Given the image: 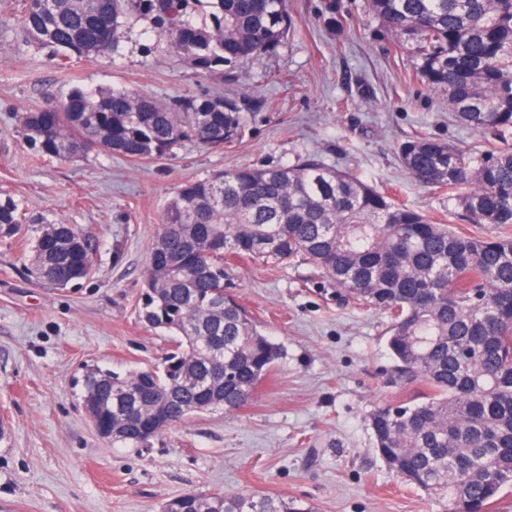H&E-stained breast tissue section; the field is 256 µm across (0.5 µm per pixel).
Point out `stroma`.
I'll return each mask as SVG.
<instances>
[{"label": "stroma", "mask_w": 512, "mask_h": 512, "mask_svg": "<svg viewBox=\"0 0 512 512\" xmlns=\"http://www.w3.org/2000/svg\"><path fill=\"white\" fill-rule=\"evenodd\" d=\"M328 1L290 0L287 43L225 83V96L251 99L242 139L133 165L105 154L36 157L18 117L77 85L169 96L205 91L208 80L162 51L57 69L46 52L15 41L17 0H0V197L23 202L30 218L19 234L0 233V512H161L184 492L246 490L302 499L314 512H435L374 449L371 412L416 402L420 391L390 380L387 313L340 303L299 260L228 270L230 293L286 350L243 410L197 415L147 448H115L81 395L89 366L148 369L172 346L139 321L137 302L164 206L187 181L315 155L464 229L446 194L410 181L397 147L421 130L465 147L478 134L410 79L411 51L390 42L365 0H332L336 37L319 20ZM40 216L80 225L89 279L56 289L33 277L22 247L39 236Z\"/></svg>", "instance_id": "35a3bbf8"}]
</instances>
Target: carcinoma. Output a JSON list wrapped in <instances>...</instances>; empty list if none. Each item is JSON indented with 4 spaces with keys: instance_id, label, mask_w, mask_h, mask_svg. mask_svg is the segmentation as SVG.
Wrapping results in <instances>:
<instances>
[{
    "instance_id": "obj_1",
    "label": "carcinoma",
    "mask_w": 512,
    "mask_h": 512,
    "mask_svg": "<svg viewBox=\"0 0 512 512\" xmlns=\"http://www.w3.org/2000/svg\"><path fill=\"white\" fill-rule=\"evenodd\" d=\"M413 77L438 92L453 120L482 135L460 147L420 131L398 159L418 186L448 192L461 220L512 225V0H366ZM288 0H21L19 30L59 66L108 57L134 42L160 44L213 85L165 98L129 88H73L19 116L41 156L93 151L131 162L159 160L187 144L219 150L243 136L245 100L224 78L288 41ZM24 209L0 200V230L16 232ZM32 273L67 288L92 270L87 237L48 222L32 243ZM274 266L300 258L344 301L386 311L392 380L418 382L423 401L370 415L375 450L438 512H487L512 485V238L460 234L365 180L306 157L240 166L182 185L165 206L147 264L138 318L172 336L150 370L86 371L82 389L97 433L146 448L174 424L251 403L283 358L225 286L224 259ZM313 512L255 493L187 492L179 512Z\"/></svg>"
}]
</instances>
